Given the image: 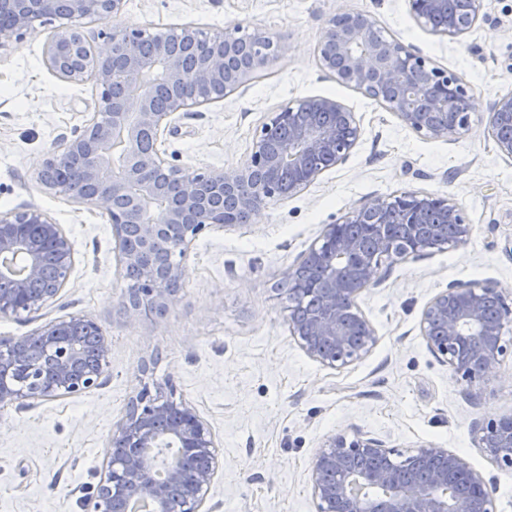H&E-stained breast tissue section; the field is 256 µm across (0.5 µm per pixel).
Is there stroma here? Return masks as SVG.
<instances>
[{
    "label": "stroma",
    "mask_w": 512,
    "mask_h": 512,
    "mask_svg": "<svg viewBox=\"0 0 512 512\" xmlns=\"http://www.w3.org/2000/svg\"><path fill=\"white\" fill-rule=\"evenodd\" d=\"M350 11L371 14L385 37L458 75L475 102L468 133L421 138L321 70L325 26ZM181 24L208 33L238 26L277 37L287 50L233 93L177 113L165 135L169 163L202 173L241 166L271 113L311 97L344 104L362 136L303 191L270 201L250 223L199 235L182 259L179 299L163 314L130 318L109 215L47 189L38 175L43 155L61 151L92 118L98 94L92 83H67L47 68L52 25L0 49V211L39 208L73 247L58 298L35 314L0 315V341L80 315L98 323L110 345L100 386L0 407V512H87L112 429L144 388L190 403L212 432L219 467L206 512H315L313 457L327 436L357 432L405 455L433 446L465 456L494 487L498 512H512V472L493 467L473 441L477 427L512 416V360L489 385L471 386L419 331L424 306L448 283L512 290V159L486 127L494 100L512 93V0H483L478 22L458 40L419 25L407 0H123L108 21L154 34ZM406 190L452 198L472 234L465 245L384 269L380 284L357 297L376 344L345 367L323 366L291 336L288 300L276 285L327 224Z\"/></svg>",
    "instance_id": "35a3bbf8"
}]
</instances>
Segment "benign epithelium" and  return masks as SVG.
<instances>
[{
  "mask_svg": "<svg viewBox=\"0 0 512 512\" xmlns=\"http://www.w3.org/2000/svg\"><path fill=\"white\" fill-rule=\"evenodd\" d=\"M467 22L450 15L435 32L450 38L468 33L479 19L482 0H466ZM121 0H0V48L24 38L45 17L60 24L44 47V62L61 80L90 82L99 95L88 128L46 154L39 178L49 190L69 193L67 183L49 177L61 164L79 168L98 191L87 202L108 214L118 241L124 273L137 272L132 300L122 304L130 317L163 313L178 297L186 267L173 261L213 227L231 226L209 210L204 187L233 192L248 216L272 199L294 195L322 171L345 161L361 138L354 114L329 97L282 106L263 123L246 162L224 171L194 173L170 165L163 137L178 112H190L235 91L283 54L285 45L264 34L217 31L200 42L191 24L178 26V39L194 53L189 61L164 35L144 55L141 30L92 32L84 20L105 22ZM421 24L447 13L448 0H408ZM342 24L328 22L317 47L320 67L337 82L378 100L413 133L448 140L473 121V96L456 74L440 69L412 47L381 36L372 17L344 13ZM488 128L498 151L512 158V94L498 97L488 112ZM165 176L179 183L177 202L149 216L144 201L158 199ZM374 199L326 225L301 263L325 269L320 307L313 313L288 307L286 320L302 350L337 369L360 358L376 343L373 326L357 303L359 293L381 280L383 267L429 250L465 244L471 234L462 208L451 198L404 191L395 200L407 248L397 246L380 216L391 210ZM61 257L52 284L38 294L29 283L43 277V246ZM72 244L38 208L0 212V315L37 313L66 286ZM491 282L451 283L422 310L419 330L428 348L469 385L486 384L512 356V302ZM99 326L83 316L46 323L34 336L8 341L37 357L53 354L42 371L0 362V405L77 395L100 385L109 345L97 337L92 362L81 366L78 347L65 338ZM125 447L112 448L88 501L90 512H126L135 497L151 499L154 512H202L205 494L219 466L212 434L187 402L157 403L149 391L112 432ZM476 447L490 462L512 471V416L492 419L474 432ZM178 449L167 479L156 480V461L147 448ZM393 450L371 438L344 433L328 437L312 461L309 486L315 512H496L491 486L469 461L444 448H419L391 467L360 464L388 458Z\"/></svg>",
  "mask_w": 512,
  "mask_h": 512,
  "instance_id": "1",
  "label": "benign epithelium"
}]
</instances>
